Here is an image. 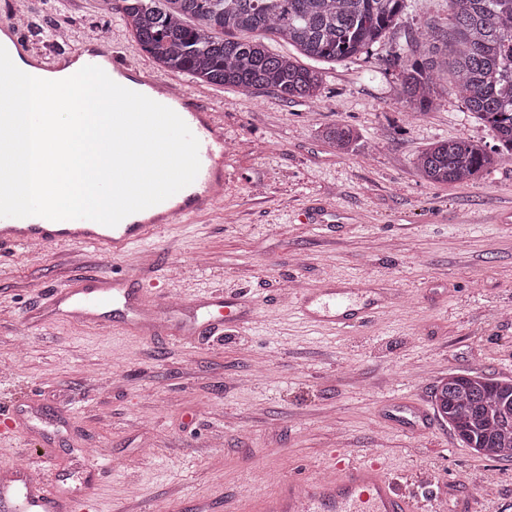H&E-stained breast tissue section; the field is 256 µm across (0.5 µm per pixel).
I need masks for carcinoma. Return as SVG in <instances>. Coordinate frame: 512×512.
<instances>
[{
    "label": "carcinoma",
    "instance_id": "obj_1",
    "mask_svg": "<svg viewBox=\"0 0 512 512\" xmlns=\"http://www.w3.org/2000/svg\"><path fill=\"white\" fill-rule=\"evenodd\" d=\"M404 7L405 0L115 3L139 49L160 67L243 93L270 90L285 100L317 96L322 74L269 51L265 38L275 36L310 59L343 61L368 52L398 24ZM448 19V31L431 29L425 37L455 40L458 48L451 58L422 62L411 42L396 53L401 102L415 113L428 111L438 94L435 69L443 67L455 75V94L492 126L503 151L512 156V0H448ZM321 138L347 152L359 134L336 122L321 130ZM500 158L459 136L423 151L416 168L433 185L463 183ZM434 403L464 447L486 459L512 458V379L450 373L436 386Z\"/></svg>",
    "mask_w": 512,
    "mask_h": 512
}]
</instances>
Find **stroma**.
<instances>
[{"instance_id":"1","label":"stroma","mask_w":512,"mask_h":512,"mask_svg":"<svg viewBox=\"0 0 512 512\" xmlns=\"http://www.w3.org/2000/svg\"><path fill=\"white\" fill-rule=\"evenodd\" d=\"M113 0H28L34 40L65 54L109 29L131 61L154 68ZM67 26L68 42L50 27ZM448 27V0H405L398 24L369 54L320 64L311 99L209 87L234 146L224 202L192 224L169 226L145 272V296L190 299L235 292L249 326L185 341L46 318L47 302L81 271L112 267L95 248L37 246L0 255V468L43 469L76 489L85 512H255L280 478L330 475L336 451H368L417 512H512V459L462 447L433 416L409 431L411 402L434 408L451 372L512 379V157L473 181L433 186L416 170L431 144L458 136L497 149L495 133L442 76L429 112L398 101L395 60L447 49L421 36ZM359 133L341 153L322 127ZM342 279L391 280L402 294L372 326L348 334L303 322L287 296ZM90 448L111 462L94 473Z\"/></svg>"}]
</instances>
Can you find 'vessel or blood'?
I'll list each match as a JSON object with an SVG mask.
<instances>
[{"instance_id": "vessel-or-blood-1", "label": "vessel or blood", "mask_w": 512, "mask_h": 512, "mask_svg": "<svg viewBox=\"0 0 512 512\" xmlns=\"http://www.w3.org/2000/svg\"><path fill=\"white\" fill-rule=\"evenodd\" d=\"M0 45L14 64H26L38 77L57 73L59 56L42 52L28 38L24 28L0 23ZM80 65H95L119 85L139 92L174 110L199 141L200 170L195 181L165 201L124 218L109 227L86 220L52 221L43 217H0V250L17 246H91L112 260L126 256L132 245L156 242L172 224H187L216 209L224 200V161L228 142L224 126L202 100L200 91L170 93L167 81L147 69L130 64L112 44L98 34L86 36L74 50ZM355 290L338 285L300 294L296 310L301 319L318 325L349 331L372 322L389 308L388 300L357 302ZM142 292L136 274H105L75 277L73 287L57 290L50 303L59 315L107 328L112 313L140 315ZM233 296L215 294L198 298L197 319L174 324L169 299L154 301L155 326H177L183 336H194L200 324L210 323L223 313L228 324L242 325ZM73 500L47 489L42 477L21 478L18 471L0 472V512H74ZM261 512H416L413 498L402 493L395 481L374 460L350 462L337 459L332 477L309 480L291 476L281 480L277 492L267 499Z\"/></svg>"}]
</instances>
